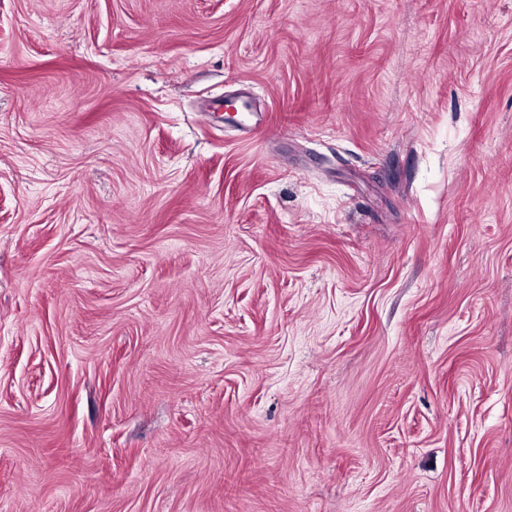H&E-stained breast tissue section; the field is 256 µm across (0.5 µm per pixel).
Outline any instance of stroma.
Returning a JSON list of instances; mask_svg holds the SVG:
<instances>
[{
	"instance_id": "stroma-1",
	"label": "stroma",
	"mask_w": 512,
	"mask_h": 512,
	"mask_svg": "<svg viewBox=\"0 0 512 512\" xmlns=\"http://www.w3.org/2000/svg\"><path fill=\"white\" fill-rule=\"evenodd\" d=\"M0 512H512V0H0Z\"/></svg>"
}]
</instances>
